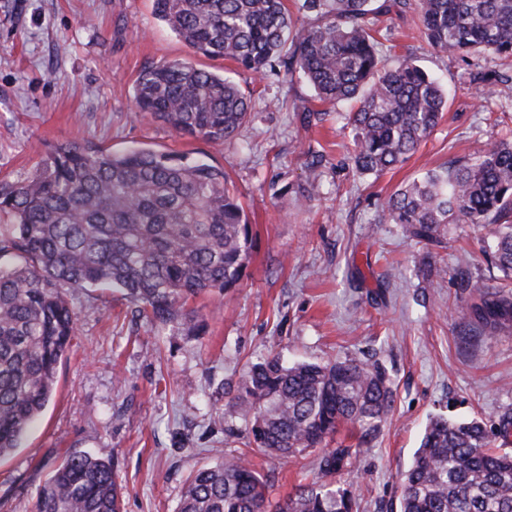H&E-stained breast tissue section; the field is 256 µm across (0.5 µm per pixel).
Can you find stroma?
Instances as JSON below:
<instances>
[{
  "instance_id": "35a3bbf8",
  "label": "stroma",
  "mask_w": 512,
  "mask_h": 512,
  "mask_svg": "<svg viewBox=\"0 0 512 512\" xmlns=\"http://www.w3.org/2000/svg\"><path fill=\"white\" fill-rule=\"evenodd\" d=\"M388 64L411 58L448 95L439 126L405 163L355 170L349 105L321 113L304 81H256L231 61L193 57L156 18L152 0H0V181L30 175L47 144L93 142L123 152L186 153L224 168L251 226L237 288L199 301L202 331L140 320L120 291L73 290L77 334L53 395L17 448L0 459V512H32L38 486L73 451L114 450L123 512H177L191 472L215 448L246 453L272 501L316 473L307 454L285 462L226 436L229 395L272 355L313 362L351 356L382 364L392 413L344 476L358 512H397L400 477L430 416L512 414V335L468 314L473 283L495 288L490 226L448 224L415 244L381 205L422 170L512 138V81L481 97L475 68L436 53L409 11L381 17ZM250 88L239 134L211 144L178 134L134 104L140 72L177 59Z\"/></svg>"
}]
</instances>
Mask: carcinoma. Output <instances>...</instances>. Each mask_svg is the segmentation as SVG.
<instances>
[{
  "instance_id": "cac0c4a2",
  "label": "carcinoma",
  "mask_w": 512,
  "mask_h": 512,
  "mask_svg": "<svg viewBox=\"0 0 512 512\" xmlns=\"http://www.w3.org/2000/svg\"><path fill=\"white\" fill-rule=\"evenodd\" d=\"M153 12L190 51L231 60L258 76L283 67L322 103L354 104L353 162L378 174L403 163L448 108L439 82L404 60L385 64L391 33L372 18L413 10L435 51L491 58L512 70V0H152ZM136 107L177 132L222 143L245 126L252 92L186 61L151 65ZM0 458L10 455L55 387L76 335L66 289H118L146 321L198 323L189 302L239 286L252 237L224 169L185 155L93 143H51L34 172L0 185ZM382 212L411 240L438 243L442 224H493L489 257L512 279V145L495 143L425 172L390 196ZM470 315L484 331L512 330V286H475ZM394 390L386 368L346 357L285 365L273 355L250 366L227 404L245 422L244 445L281 460L318 452L317 476L272 504L243 455L215 454L186 482L178 512H353L360 449L328 447L343 425L359 444L386 421ZM512 421L483 417L427 422L401 477L400 512H512V453L493 448ZM35 512H122L110 448L74 452L39 486Z\"/></svg>"
}]
</instances>
